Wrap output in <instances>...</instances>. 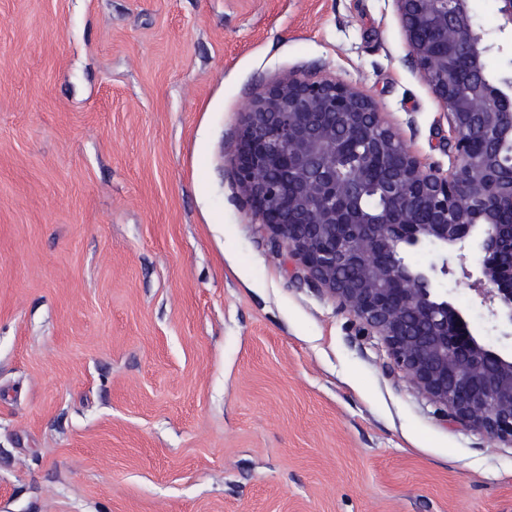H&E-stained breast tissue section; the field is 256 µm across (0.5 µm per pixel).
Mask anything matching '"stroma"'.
I'll use <instances>...</instances> for the list:
<instances>
[{
    "label": "stroma",
    "mask_w": 512,
    "mask_h": 512,
    "mask_svg": "<svg viewBox=\"0 0 512 512\" xmlns=\"http://www.w3.org/2000/svg\"><path fill=\"white\" fill-rule=\"evenodd\" d=\"M470 7L499 73L512 33ZM289 74L448 169L393 0H0V512H512V443L447 418L246 206L242 111Z\"/></svg>",
    "instance_id": "1"
}]
</instances>
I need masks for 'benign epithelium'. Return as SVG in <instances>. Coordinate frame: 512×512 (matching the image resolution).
<instances>
[{
  "mask_svg": "<svg viewBox=\"0 0 512 512\" xmlns=\"http://www.w3.org/2000/svg\"><path fill=\"white\" fill-rule=\"evenodd\" d=\"M393 2L453 134L448 171L422 165L354 87L289 74L245 108L238 185L303 280L382 336L419 391L454 422L512 443V357L478 339L434 288L453 273L447 262L416 269L402 256L426 243L471 250L476 265L463 277L492 320L512 328V224L502 220L512 76L487 74L492 46L476 35L469 0Z\"/></svg>",
  "mask_w": 512,
  "mask_h": 512,
  "instance_id": "7a95c632",
  "label": "benign epithelium"
}]
</instances>
